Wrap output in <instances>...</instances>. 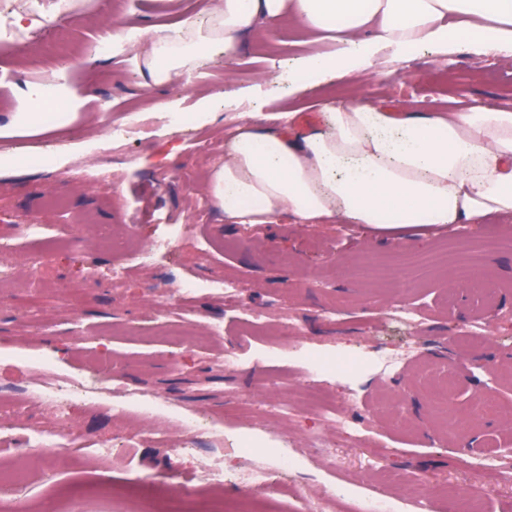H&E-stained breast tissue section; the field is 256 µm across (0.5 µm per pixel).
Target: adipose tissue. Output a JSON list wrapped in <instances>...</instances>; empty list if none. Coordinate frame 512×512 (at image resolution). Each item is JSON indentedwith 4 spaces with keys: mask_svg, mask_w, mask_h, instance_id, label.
<instances>
[{
    "mask_svg": "<svg viewBox=\"0 0 512 512\" xmlns=\"http://www.w3.org/2000/svg\"><path fill=\"white\" fill-rule=\"evenodd\" d=\"M302 30L313 49L289 61L292 82L324 81L376 69L382 44L399 55L445 44L464 32L485 54L512 50V0H212L200 19L143 39L116 25L113 53L133 52L151 85L173 82L209 55L234 54L280 24ZM63 102L67 111H54ZM80 100L55 79L29 87L0 138L45 135L72 124ZM325 120L300 129L296 113L267 126L250 113L236 126L209 191L228 224H266L285 214L299 224L352 220L422 228L476 224L512 215V109L486 107L411 114L369 95L324 105Z\"/></svg>",
    "mask_w": 512,
    "mask_h": 512,
    "instance_id": "1",
    "label": "adipose tissue"
}]
</instances>
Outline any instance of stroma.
I'll list each match as a JSON object with an SVG mask.
<instances>
[{
  "label": "stroma",
  "instance_id": "35a3bbf8",
  "mask_svg": "<svg viewBox=\"0 0 512 512\" xmlns=\"http://www.w3.org/2000/svg\"><path fill=\"white\" fill-rule=\"evenodd\" d=\"M59 0H44L29 19L28 44L17 49L0 36V119L21 108L26 85L62 76L82 102L78 122L48 135L1 139L0 151L31 154L30 169L0 175V425L15 429V439L0 446V467L23 479L10 491L31 512L72 504L90 512L100 491L121 495L136 477L179 487L195 476L213 449L203 445L183 452L144 437L163 430L173 439L182 430L176 412L198 415L224 428V471L246 462L235 452L241 439L256 441L255 456L266 448L296 460L274 498L299 493L353 503L369 496H390L396 512H420L401 482L419 475L430 512H448L439 494L447 484L470 486L487 501L486 512H512V455L499 444L512 433V413L502 390L512 389V248L484 252L478 269L483 284L496 292L484 306L469 284L455 279L443 256L457 226L394 231L364 224H228L203 184L213 164L224 157L229 130L239 113L261 104L276 118L295 111L301 123L322 119L320 107L355 91L412 112H438L463 104L461 89L492 108L512 107V56L479 55L460 46L450 52L427 47L397 62L379 53L381 69L392 79L375 81L359 72L265 101L263 82L281 61L300 57L308 44L288 29L273 39L248 43L233 57L216 55L184 72L168 86H146L125 57L112 56L115 21L161 35L174 23L201 15L207 0H75L71 10ZM95 62H88L89 53ZM213 100L215 122L184 129L174 113L189 117L204 100ZM142 121L127 140L113 142L107 125L128 112ZM42 228L40 237L29 225ZM125 230L136 245L170 239L173 251H160L151 264L130 265L121 285L112 284L113 253L105 227ZM438 256L432 267L413 274L422 284L407 295L369 273L372 264H391L398 255ZM197 283L194 294L177 302L181 282ZM237 283L234 294L224 292ZM419 307L414 329L390 319L393 307ZM266 313V335L247 332L252 312ZM485 333L466 347L455 337L474 317ZM181 321L182 344L167 337L170 319ZM296 339L280 359L267 360L264 346L281 335L283 322ZM417 348L394 375L362 371L310 378L302 348L328 356L403 353ZM243 363L224 369L225 353ZM49 361L72 379L92 376L100 363L113 382L159 397L167 412L159 415L112 414L111 396L99 403L75 401L70 422L74 447L59 451L47 466H22L31 429H51L53 416L26 405L32 379L28 358ZM468 368L458 371L459 361ZM453 375L455 398L447 415L476 411L477 397L491 394L495 407L481 413L478 450L466 452L446 430L445 415L435 410L429 388L436 377ZM314 384L330 400L362 422L360 440L333 434L309 408L299 414L256 418L253 404L274 405L292 390ZM320 435L333 455L310 445ZM138 437L142 443L128 459H107L100 444Z\"/></svg>",
  "mask_w": 512,
  "mask_h": 512
}]
</instances>
